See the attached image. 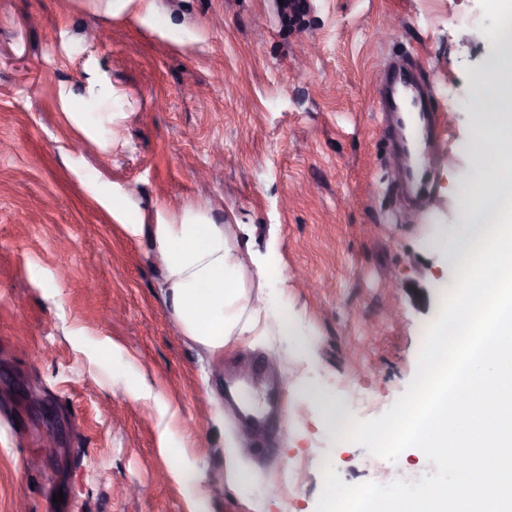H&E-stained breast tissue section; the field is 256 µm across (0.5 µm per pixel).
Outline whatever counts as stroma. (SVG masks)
<instances>
[{
	"instance_id": "obj_1",
	"label": "stroma",
	"mask_w": 512,
	"mask_h": 512,
	"mask_svg": "<svg viewBox=\"0 0 512 512\" xmlns=\"http://www.w3.org/2000/svg\"><path fill=\"white\" fill-rule=\"evenodd\" d=\"M303 2L291 23L279 0H0V512H316L328 465L434 473L337 440L311 394L369 420L416 373L463 271L433 242L476 181L492 22L479 0ZM393 66L441 123L421 203L381 137ZM114 190L148 224L243 225L286 325L201 360ZM254 362L279 386L261 434L224 391Z\"/></svg>"
}]
</instances>
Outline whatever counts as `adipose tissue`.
Listing matches in <instances>:
<instances>
[{
  "mask_svg": "<svg viewBox=\"0 0 512 512\" xmlns=\"http://www.w3.org/2000/svg\"><path fill=\"white\" fill-rule=\"evenodd\" d=\"M123 222L127 234L148 238L161 262L159 294L182 336L197 346L200 357H222L233 337L255 331L270 307H257L250 291L266 287L270 274L255 261L250 240L232 233L230 225L188 214L181 223L157 219L130 224L113 196L101 199Z\"/></svg>",
  "mask_w": 512,
  "mask_h": 512,
  "instance_id": "1",
  "label": "adipose tissue"
}]
</instances>
